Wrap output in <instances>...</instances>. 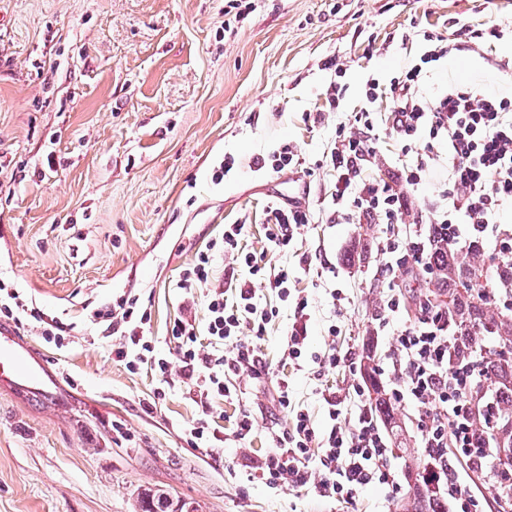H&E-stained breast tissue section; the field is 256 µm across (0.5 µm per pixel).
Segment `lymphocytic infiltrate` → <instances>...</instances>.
<instances>
[{
  "instance_id": "f902f5d3",
  "label": "lymphocytic infiltrate",
  "mask_w": 512,
  "mask_h": 512,
  "mask_svg": "<svg viewBox=\"0 0 512 512\" xmlns=\"http://www.w3.org/2000/svg\"><path fill=\"white\" fill-rule=\"evenodd\" d=\"M419 61L391 79L388 87L368 82V105L354 116L356 131L339 133L325 157L336 174V188L325 216L333 224H399L402 240L378 243L382 270L394 282L430 270L432 239L426 225L452 226L456 245L492 246L495 266L512 267V224L503 220L512 212V95L486 85L449 82L429 86L434 62L453 49L447 39L429 37ZM392 104L391 134L401 145V155L388 180L364 178L362 172L377 164L376 115L371 107L379 97ZM427 138L426 151H419L420 138ZM447 171L448 179L438 199L416 208L414 198L425 183ZM266 239L270 250L287 252L300 231L312 223L309 205L296 200H277L268 208ZM244 227H224L221 245L197 254L178 283L186 293H205L208 318L197 324L188 316L176 318L170 328L177 365L158 357L153 337L147 336L151 320L136 297L121 294L111 304L93 313L96 323L112 328V360L131 372L146 367L160 383L179 382L194 395L201 413L186 428L195 448L214 447L220 400L234 396L228 377H247L259 384L272 380L263 396L273 408L290 419L288 431L276 438L258 466L262 479L291 490L311 489L318 496L336 501L380 484L395 488L391 445L369 405L364 388L353 382L338 391L319 392L328 419L318 428L309 413L293 403L286 378H272L256 340L277 315L264 305L258 285L293 299L294 314L286 330L284 355L292 362L311 361L321 367L336 364L333 354L309 349L308 300L292 296L287 268L273 266L265 253L241 249ZM228 257L223 283L212 281L215 255ZM403 291L383 294L375 317L374 333L388 336L392 344L376 369L400 408L417 420L418 441L430 463L428 478L452 507L451 512H485L482 499L470 488V472L462 468L447 477V449L469 459L490 462L494 451L475 441L473 434L485 409L494 403L495 385L483 365L497 348L495 338L477 337L464 363L448 365V347L453 334L448 315L428 307L415 321L403 323L399 316L406 305ZM0 317L41 323L45 343L63 348L70 343L69 327L58 320H44L41 311L22 302L0 306ZM251 339H244V332Z\"/></svg>"
}]
</instances>
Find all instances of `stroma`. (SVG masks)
I'll return each mask as SVG.
<instances>
[{
    "label": "stroma",
    "instance_id": "35a3bbf8",
    "mask_svg": "<svg viewBox=\"0 0 512 512\" xmlns=\"http://www.w3.org/2000/svg\"><path fill=\"white\" fill-rule=\"evenodd\" d=\"M248 3L229 21L225 0H0V282L71 325L74 338L57 349L35 324L0 323L47 367L43 390L0 386V512H141L157 491L191 512H394L405 494L401 483L334 503L253 477L290 422L258 413L252 387L224 401L218 447H192L183 427L198 406L177 387L156 396L149 369L113 362L92 314L113 296L136 295L158 356L172 358L177 283L196 254L228 224L244 225L242 249H266L271 200L299 195L321 209L336 183L321 158L338 126L352 124L368 79L388 85L419 59L424 33L462 42L483 34L478 52L439 62L433 84L490 78L512 93V76H491L487 64L512 58V0ZM493 27L506 38L490 37ZM334 60L347 67V92L340 111L315 123L309 114L325 103ZM378 106L380 162L366 171L376 179L398 153L392 103ZM284 143L302 159L298 170H253L255 156ZM227 157L233 169L214 182ZM388 232L317 217L287 254L270 256L297 273L291 286L309 302L311 350L338 359L325 368L286 361L294 305L260 289L278 315L257 345L316 424L325 422L318 390L352 381L349 354L372 334L386 289L377 245ZM334 288L346 296L338 307ZM249 411L255 426L234 441Z\"/></svg>",
    "mask_w": 512,
    "mask_h": 512
}]
</instances>
